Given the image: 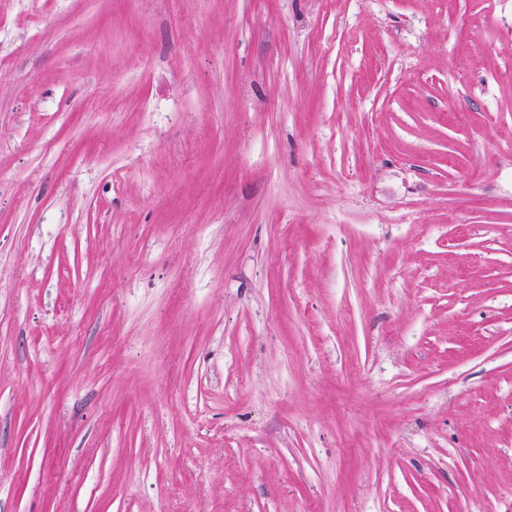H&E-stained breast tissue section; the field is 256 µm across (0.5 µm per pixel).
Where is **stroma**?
<instances>
[{
    "label": "stroma",
    "instance_id": "stroma-1",
    "mask_svg": "<svg viewBox=\"0 0 512 512\" xmlns=\"http://www.w3.org/2000/svg\"><path fill=\"white\" fill-rule=\"evenodd\" d=\"M0 512H512V0H0Z\"/></svg>",
    "mask_w": 512,
    "mask_h": 512
}]
</instances>
